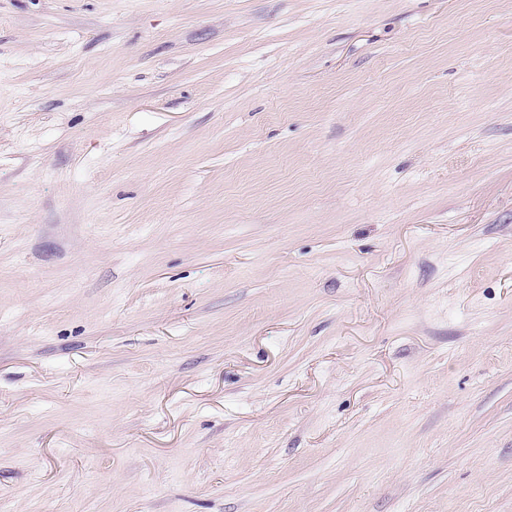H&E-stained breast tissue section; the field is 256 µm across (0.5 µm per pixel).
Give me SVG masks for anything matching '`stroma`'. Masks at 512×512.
<instances>
[{
  "instance_id": "35a3bbf8",
  "label": "stroma",
  "mask_w": 512,
  "mask_h": 512,
  "mask_svg": "<svg viewBox=\"0 0 512 512\" xmlns=\"http://www.w3.org/2000/svg\"><path fill=\"white\" fill-rule=\"evenodd\" d=\"M0 512H512V0H0Z\"/></svg>"
}]
</instances>
